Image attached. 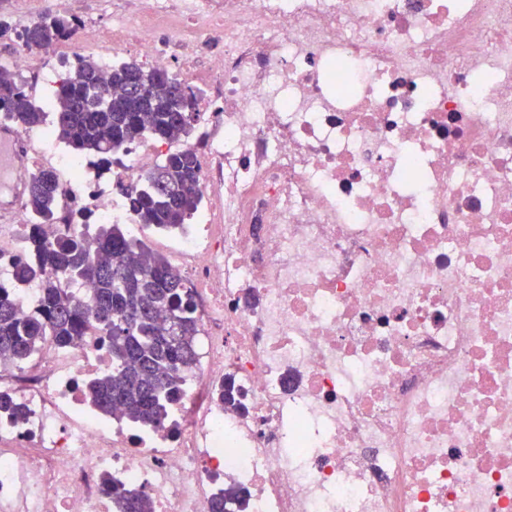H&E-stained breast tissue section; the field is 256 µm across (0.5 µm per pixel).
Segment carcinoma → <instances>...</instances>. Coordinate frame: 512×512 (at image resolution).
<instances>
[{
    "label": "carcinoma",
    "instance_id": "carcinoma-1",
    "mask_svg": "<svg viewBox=\"0 0 512 512\" xmlns=\"http://www.w3.org/2000/svg\"><path fill=\"white\" fill-rule=\"evenodd\" d=\"M74 23L55 15L40 18L20 34L27 45L44 48L68 37ZM198 92L159 69L118 62L108 74L91 58L66 69L53 99L56 139L77 154L96 157L111 169L121 150L141 137L169 140L199 122ZM0 115L19 129L42 125L47 113L9 73L0 72ZM198 147L189 146L157 161L132 189L119 188L137 223L174 230L196 216L201 203ZM61 185L50 168L33 174L25 199L32 224L29 256L14 276L26 283L38 269L40 306L25 317L0 295V361L26 364L47 340L61 347L98 331L112 357V372L93 380L86 397L104 412L121 409L134 423L161 427L167 408L183 396L185 372L197 359L198 323L186 279L164 256L128 235L122 224H101L92 235L46 241L56 223ZM61 270L76 284H88L92 302L63 288L48 275ZM119 512H152L147 495L111 479Z\"/></svg>",
    "mask_w": 512,
    "mask_h": 512
}]
</instances>
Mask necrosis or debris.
I'll return each mask as SVG.
<instances>
[{
    "label": "necrosis or debris",
    "instance_id": "obj_1",
    "mask_svg": "<svg viewBox=\"0 0 512 512\" xmlns=\"http://www.w3.org/2000/svg\"><path fill=\"white\" fill-rule=\"evenodd\" d=\"M85 48L134 51L199 90L201 208L174 233L198 361L161 429L101 415L96 336L0 367V512H112L103 474L154 512H512V0H136ZM217 40L218 53L199 46ZM70 41L18 43L46 79ZM16 173L62 172L48 239L80 213L141 232L113 184L19 131ZM29 218L0 225V288ZM232 385L240 406L216 401Z\"/></svg>",
    "mask_w": 512,
    "mask_h": 512
}]
</instances>
